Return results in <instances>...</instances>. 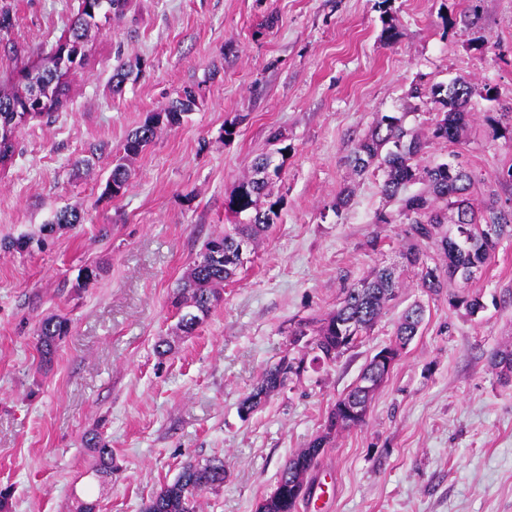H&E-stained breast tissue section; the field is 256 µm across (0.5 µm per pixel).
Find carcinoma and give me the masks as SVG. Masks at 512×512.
Here are the masks:
<instances>
[{"label": "carcinoma", "mask_w": 512, "mask_h": 512, "mask_svg": "<svg viewBox=\"0 0 512 512\" xmlns=\"http://www.w3.org/2000/svg\"><path fill=\"white\" fill-rule=\"evenodd\" d=\"M126 0H82L81 9L71 22L68 35L58 43L53 52L59 55L50 68L38 64L28 71L42 89L54 93V107L47 110L32 96L19 97L8 91L0 94V160L11 164L16 154V132L23 118L48 116L63 106L70 73L84 65L92 47V30L101 21L123 14ZM470 88L462 83L426 87L417 85L412 90L415 98H431L440 105L439 112L425 139L405 127L404 116L383 115L370 135L359 140L352 149L350 165L357 173L365 172L372 164L383 173L380 191L388 199L401 201V212L408 221L406 233L415 240L434 244L445 267L431 266L421 252L410 248L403 254L407 266L416 269L418 285L431 296H438L446 288L448 279L458 270L473 267L481 270L491 258V251L483 248L482 227L492 224L498 237L512 235V209L501 210L497 195L489 194L482 206L477 207L470 198L475 175L468 166L460 167L452 160L433 166L420 167L419 155L431 141L458 142L463 128L473 113L467 109ZM196 105L194 87L186 86L182 94L171 101L161 112L145 118L141 126L123 144L128 157L139 155L157 136L160 128L180 126ZM281 165L273 163L272 156L258 160L252 174L238 183L229 196L226 207L242 218L238 224L211 236L204 244L200 259L193 262L182 288L174 302L179 314L178 327L191 334L208 317L222 299L224 283L234 278L245 259L239 255L240 244L254 249L259 237L267 232L278 216V202L263 210L259 201L266 196L269 184L279 177ZM423 182L428 191L407 193L409 186ZM129 172L125 165H115L106 182L104 194L120 195L128 186ZM81 215L73 210H61L54 223L44 226L51 233L54 226L79 224ZM399 288L392 269L383 267L361 282L343 291L336 310L321 319L301 320L289 331L290 344L302 346L300 358L285 352L269 366L243 400L241 415L247 417L256 411L270 396L280 392L292 377L300 376L306 366H320L335 362L340 355L359 342L383 314ZM448 304L454 309H465L475 315L483 304L476 296L453 294ZM425 310L411 307L402 314L395 333L396 340L407 346L418 335ZM71 331L70 320L62 315L44 318L38 327L37 351L41 363L50 364L60 343ZM374 394L358 387H351L341 395L328 414L324 431L309 444L299 449L283 468L275 491L264 498L257 512H296L300 500L299 490L305 488L308 474L336 435L359 427L364 419L354 421L345 415L342 405L353 403L370 405ZM86 445L96 455L97 472L105 477L112 475V449L97 432L85 437ZM224 484V463H186L177 478L164 485L148 502L143 512H198V496Z\"/></svg>", "instance_id": "carcinoma-1"}]
</instances>
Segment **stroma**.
<instances>
[{
    "label": "stroma",
    "mask_w": 512,
    "mask_h": 512,
    "mask_svg": "<svg viewBox=\"0 0 512 512\" xmlns=\"http://www.w3.org/2000/svg\"><path fill=\"white\" fill-rule=\"evenodd\" d=\"M79 3L0 0L13 17L0 34L1 86L66 34ZM121 63L135 76L116 94ZM456 80L471 89L474 117L458 143L430 144L419 163L462 153L475 204L492 190L511 195L499 174L512 165V0H128L102 24L65 107L23 126L0 171V487L12 489L10 512H78L85 501L141 512L185 463L215 460L224 485L202 493L199 512H256L416 303L418 336L363 425L325 448L296 512H512V378L490 363L512 349V236L474 279L427 295L402 264L411 241L399 202L382 196L379 171L349 165L381 115L405 114L427 135L435 108L413 86ZM188 85L197 103L186 122L130 160L124 194L104 196L126 136ZM265 154L283 165L268 188L278 217L184 335L171 305L178 283L203 242L233 223L226 201ZM80 158L91 167L75 169ZM63 209L82 223L44 247L5 249ZM378 265L396 267L403 288L361 342L242 419L241 401L287 348L293 322L332 312ZM86 266L101 269L87 284ZM462 292L483 310L451 308ZM51 314L72 331L45 368L37 327ZM163 338L174 350L161 358ZM95 430L112 450L108 477L84 443Z\"/></svg>",
    "instance_id": "35a3bbf8"
}]
</instances>
